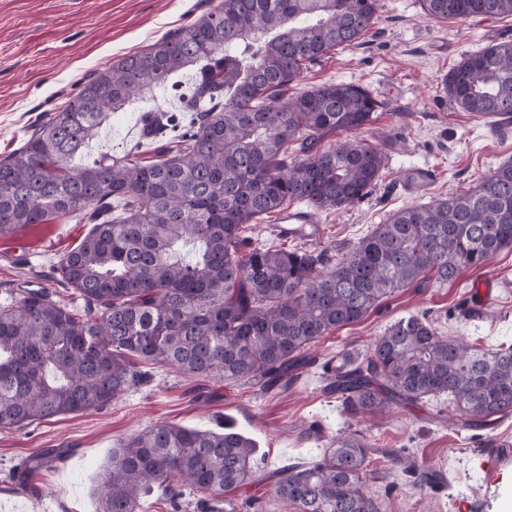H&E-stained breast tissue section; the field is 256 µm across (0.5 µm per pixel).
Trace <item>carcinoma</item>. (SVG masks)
Segmentation results:
<instances>
[{"instance_id": "obj_1", "label": "carcinoma", "mask_w": 512, "mask_h": 512, "mask_svg": "<svg viewBox=\"0 0 512 512\" xmlns=\"http://www.w3.org/2000/svg\"><path fill=\"white\" fill-rule=\"evenodd\" d=\"M433 21L512 15V0H421ZM379 0H220L145 49L93 71L0 159V236L34 224L91 225L54 271L83 302L47 288L0 306V430L101 408L143 384L138 362L268 390L296 378L308 350L412 285L481 270L512 246V162L432 204L407 206L339 257L328 249L257 246L243 235L294 203L352 206L377 186L388 152L354 136L380 102L356 83L294 94L304 71L358 44ZM192 71L184 121L147 109L143 138L121 155L75 163L109 114L154 98ZM453 108L512 116V41L468 54L444 79ZM325 390L352 419L445 395L458 428L512 414V345L482 349L402 318L364 350L325 365ZM375 446L356 433L320 460L261 473L255 444L230 430L154 425L122 440L96 512H139L159 484L179 512L265 480L295 512H378L364 490ZM61 457L27 461L29 475Z\"/></svg>"}]
</instances>
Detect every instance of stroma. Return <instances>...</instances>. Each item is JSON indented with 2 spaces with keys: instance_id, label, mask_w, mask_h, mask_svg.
Here are the masks:
<instances>
[{
  "instance_id": "obj_1",
  "label": "stroma",
  "mask_w": 512,
  "mask_h": 512,
  "mask_svg": "<svg viewBox=\"0 0 512 512\" xmlns=\"http://www.w3.org/2000/svg\"><path fill=\"white\" fill-rule=\"evenodd\" d=\"M219 0H0V157L18 149L32 126L65 100L78 80L154 43L212 9ZM378 19L359 45L338 47L304 72L302 88L327 81L361 84L382 106L358 136L388 146L375 190L345 210L319 215L323 228L311 248L349 249L394 211L476 186L490 169L512 161V123L490 126L453 110L442 79L465 55L512 40V17L437 23L420 0H379ZM140 106L127 107L104 126L122 153L140 136ZM433 174L419 195L402 188L404 172ZM86 224H38L0 238V306L23 290L46 287L73 309L82 300L54 278L60 257L89 232ZM497 284L486 309L471 303L472 284ZM424 316L441 335L486 348L512 344V246L486 269L462 270L456 280H427L403 289L363 321L336 329L314 344L311 365L285 388L214 377L188 378L170 367L148 366L147 382L104 408L61 415L0 431V512H95L94 490L118 440L168 422L188 428H231L249 437L266 474L318 459L333 437L353 429L377 452L379 477L365 490L379 512H454L469 498L474 512H503L512 502V416L457 431L448 427L447 397L393 409L385 419L355 421L324 390L323 366L345 350L364 349L400 319ZM64 449L61 460L31 476H15L31 457ZM439 474L434 486L390 468L388 454Z\"/></svg>"
}]
</instances>
